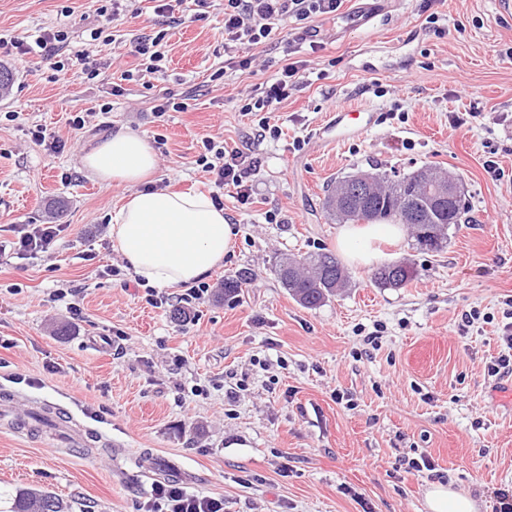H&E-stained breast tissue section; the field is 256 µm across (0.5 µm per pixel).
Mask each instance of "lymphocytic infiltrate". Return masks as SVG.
<instances>
[{
	"instance_id": "obj_1",
	"label": "lymphocytic infiltrate",
	"mask_w": 512,
	"mask_h": 512,
	"mask_svg": "<svg viewBox=\"0 0 512 512\" xmlns=\"http://www.w3.org/2000/svg\"><path fill=\"white\" fill-rule=\"evenodd\" d=\"M342 4L343 0H224L225 67L241 71L251 69L255 58L248 55V48L270 39L280 21L290 18L302 26L312 18L336 14ZM67 40L68 33L62 29L46 32L31 44L0 36V49L14 48L22 54H38L49 64L58 81L64 80L73 65L80 67L88 78L99 77L101 63L91 60L86 52H76L67 63L59 60V48ZM305 69L304 61L289 62L253 86L240 110L257 117L259 135L277 136L278 129L271 125L269 115L300 86ZM195 163L209 174L216 205H223L224 192L228 189L234 190L238 203H249L250 179L260 167L259 159L252 153L208 137L203 140ZM62 230L59 224L14 225V237L8 244H0V254L23 259L50 253ZM150 512H224V501L188 493L174 483L158 484L151 492Z\"/></svg>"
}]
</instances>
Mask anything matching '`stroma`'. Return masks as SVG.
<instances>
[{
  "instance_id": "stroma-1",
  "label": "stroma",
  "mask_w": 512,
  "mask_h": 512,
  "mask_svg": "<svg viewBox=\"0 0 512 512\" xmlns=\"http://www.w3.org/2000/svg\"><path fill=\"white\" fill-rule=\"evenodd\" d=\"M104 3L0 0L1 35L31 42L63 29L62 57L86 48L107 67L93 80L71 69L63 87L39 56L0 55L15 74L0 97V241L64 206L51 258L0 260V337L11 342L0 349V512L42 488L70 512H145L156 482L223 499L224 512H424L440 482L495 512L496 492L512 489V378L488 372L512 322V13L498 0L429 10L401 0L355 29L358 0H344L336 17L313 19L317 46L293 44L310 66L272 115L280 136L260 140L238 107L260 78L224 68V0L206 20L169 27L164 75L127 82L133 41L156 31L155 2L127 0L93 42ZM166 89L193 94L188 110L156 117ZM340 106L380 123L337 145L317 140ZM80 110L88 123L75 131L67 120ZM465 112L476 120L452 122ZM37 125L63 149L34 144ZM121 129L154 148L160 189L212 192L194 163L206 137L261 160L248 210L224 197L239 235L206 278L213 290L241 272L248 281L234 297L207 296L197 317L171 318L179 289L156 308L133 272L105 273L124 264L108 228L125 190L92 179L81 158ZM425 165L460 175L468 212L440 250L408 234L384 246L389 261L414 264L411 283L380 287L352 265L350 287L314 309L282 288L278 258L334 251L338 225L323 202L338 179ZM69 286L75 313L49 300ZM60 323L68 335H54ZM42 407L58 408L88 446L16 427ZM423 456L432 470H410Z\"/></svg>"
}]
</instances>
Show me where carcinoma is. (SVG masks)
<instances>
[{"mask_svg":"<svg viewBox=\"0 0 512 512\" xmlns=\"http://www.w3.org/2000/svg\"><path fill=\"white\" fill-rule=\"evenodd\" d=\"M376 193L367 203L347 201L336 204V194L326 200L328 215L342 220L346 224H402L398 216L397 202L405 199V206L420 216L418 223L409 225L414 236H419L423 227L429 224H459L461 215L465 214L462 205H443L433 207L429 204L430 189L428 184L417 183V194L408 195L402 184L375 173ZM402 277L392 283L382 277L381 269L371 273V281L381 287L402 288L417 276L412 263L401 260ZM276 273L280 283L289 294L303 307L314 308L335 295L336 281H349L348 272L335 255L326 252L311 253L300 258L284 257L276 263ZM11 512H68V505L48 491L28 490L18 493L12 503Z\"/></svg>","mask_w":512,"mask_h":512,"instance_id":"cac0c4a2","label":"carcinoma"}]
</instances>
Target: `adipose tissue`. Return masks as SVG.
I'll return each mask as SVG.
<instances>
[{
	"mask_svg": "<svg viewBox=\"0 0 512 512\" xmlns=\"http://www.w3.org/2000/svg\"><path fill=\"white\" fill-rule=\"evenodd\" d=\"M81 162L96 180L128 188L111 217L112 240L143 286L177 288L200 281L232 253L238 229L208 195L145 189L157 156L139 134L113 133ZM402 236L399 224H344L336 234V251L348 262L368 266L380 257L382 244Z\"/></svg>",
	"mask_w": 512,
	"mask_h": 512,
	"instance_id": "adipose-tissue-1",
	"label": "adipose tissue"
}]
</instances>
